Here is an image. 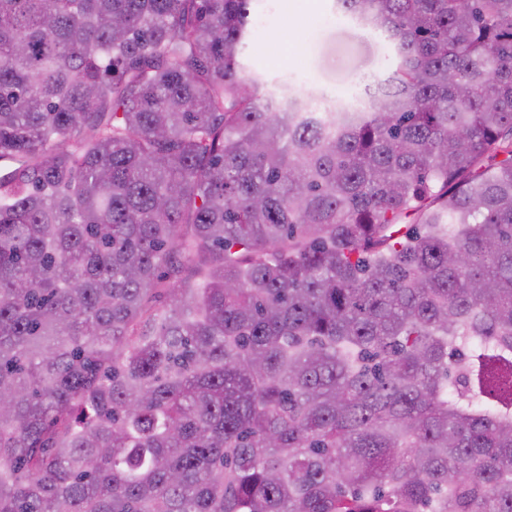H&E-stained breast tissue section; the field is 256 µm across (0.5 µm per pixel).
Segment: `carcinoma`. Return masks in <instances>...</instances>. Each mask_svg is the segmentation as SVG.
<instances>
[{
  "mask_svg": "<svg viewBox=\"0 0 512 512\" xmlns=\"http://www.w3.org/2000/svg\"><path fill=\"white\" fill-rule=\"evenodd\" d=\"M251 2L0 0V512H512V0L325 112Z\"/></svg>",
  "mask_w": 512,
  "mask_h": 512,
  "instance_id": "1",
  "label": "carcinoma"
}]
</instances>
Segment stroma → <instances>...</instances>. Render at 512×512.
Segmentation results:
<instances>
[{
    "mask_svg": "<svg viewBox=\"0 0 512 512\" xmlns=\"http://www.w3.org/2000/svg\"><path fill=\"white\" fill-rule=\"evenodd\" d=\"M251 12L267 23L251 31L237 60L267 90L290 86L302 96L333 99L391 71L383 36L337 13L334 0H253Z\"/></svg>",
    "mask_w": 512,
    "mask_h": 512,
    "instance_id": "35a3bbf8",
    "label": "stroma"
}]
</instances>
